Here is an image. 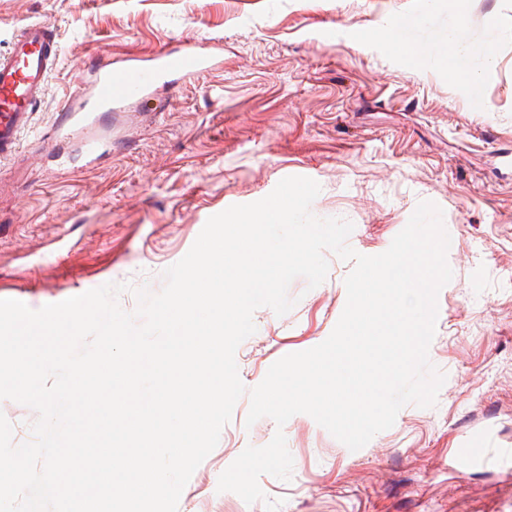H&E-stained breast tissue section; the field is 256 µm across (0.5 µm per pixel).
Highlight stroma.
<instances>
[{
    "label": "stroma",
    "mask_w": 512,
    "mask_h": 512,
    "mask_svg": "<svg viewBox=\"0 0 512 512\" xmlns=\"http://www.w3.org/2000/svg\"><path fill=\"white\" fill-rule=\"evenodd\" d=\"M38 19L61 51L47 98L0 160V299L37 309L125 283L118 303L134 312L135 289L159 292L211 216L289 176L319 183L312 214L350 221L364 255L385 252L420 202L443 211L453 278L429 348L446 376L436 404L404 406L353 452L306 414L246 425L241 397L178 512H266L269 499L278 512H512V468L479 461L512 448V0L462 14L429 0H0V50ZM397 22L416 46L455 30L496 64L471 89L382 38ZM201 42L218 65L162 89L165 111L104 113L94 133L109 153L96 165L55 138L60 102L92 67ZM326 259L319 286L291 282L288 313L254 312L236 352L246 388L333 331L353 264ZM279 429L290 479L261 476L266 499L250 505L218 491L236 457Z\"/></svg>",
    "instance_id": "1"
}]
</instances>
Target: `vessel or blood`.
<instances>
[{
  "instance_id": "obj_1",
  "label": "vessel or blood",
  "mask_w": 512,
  "mask_h": 512,
  "mask_svg": "<svg viewBox=\"0 0 512 512\" xmlns=\"http://www.w3.org/2000/svg\"><path fill=\"white\" fill-rule=\"evenodd\" d=\"M60 51L57 33L46 21L17 28L0 51V159L15 150L19 135L32 121L49 92V77ZM215 63L206 44H189L159 53L152 64L130 59L93 72L87 84L66 97L58 108V132L76 137L94 120L95 112H121L135 99H150L158 79L173 86L208 71Z\"/></svg>"
}]
</instances>
